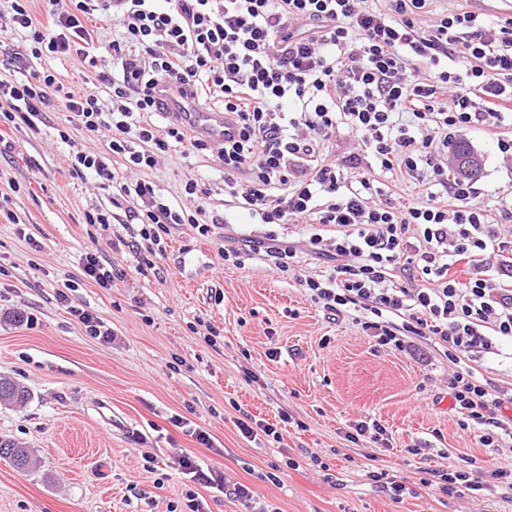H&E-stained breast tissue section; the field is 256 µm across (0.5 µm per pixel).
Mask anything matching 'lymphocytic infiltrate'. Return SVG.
<instances>
[{
	"label": "lymphocytic infiltrate",
	"instance_id": "obj_1",
	"mask_svg": "<svg viewBox=\"0 0 512 512\" xmlns=\"http://www.w3.org/2000/svg\"><path fill=\"white\" fill-rule=\"evenodd\" d=\"M0 0V15L23 33L26 50L0 52V128L39 133L54 107L66 112L59 139L70 171L111 189V208L88 224H136L130 241L158 270L172 228L202 237L235 211L272 232L218 247L225 266L252 260L292 275L329 319L346 317L382 348L411 351L418 339L458 369L448 382L461 429L491 447L512 441V415L475 365L512 344V210L489 221L471 184L449 173L450 146L464 129L499 127L512 112V17L490 28L472 12L422 16L430 0ZM118 34L101 42L91 17ZM65 57L82 73L64 84L48 68L13 79L20 58ZM96 80L108 97L90 93ZM183 88L207 108L229 112L235 136L215 146L190 135L164 100ZM356 137L330 159L339 126ZM109 132L108 149L79 147L71 133ZM208 151L224 171V203L189 180L178 195L151 178L171 153ZM382 170L424 187L410 202L376 186ZM296 224L306 246L275 228ZM333 260L320 276L305 254ZM474 265L465 282L451 276ZM183 475L223 489L244 512H270L247 485L180 460Z\"/></svg>",
	"mask_w": 512,
	"mask_h": 512
}]
</instances>
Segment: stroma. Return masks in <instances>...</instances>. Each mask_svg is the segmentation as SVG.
Instances as JSON below:
<instances>
[{
    "mask_svg": "<svg viewBox=\"0 0 512 512\" xmlns=\"http://www.w3.org/2000/svg\"><path fill=\"white\" fill-rule=\"evenodd\" d=\"M460 11L492 26L512 16V0H432L423 19ZM64 119L58 108L41 135L16 131L14 153L0 157V193L19 218L0 216V375L30 392L25 405L0 406V436L38 461L20 471L0 459V512H170L192 488L211 512H241L232 497L184 479L181 456L231 473L277 512H512V497L497 487L468 502L423 483L431 468L512 469V446H484L460 428L448 389L454 366L433 345L412 356L386 351L351 320L328 319L294 279L263 263L225 268L218 246L262 225L225 224L208 241L183 225L172 231L161 275L140 274L122 245L107 252L118 273L111 287L84 281L79 261L92 240L132 231L84 223L86 212L111 206L112 193L94 176L71 177L55 132ZM462 137L482 158L475 186L497 220L512 205V167L497 135ZM153 178L172 193L195 178L224 197L205 151L166 162ZM69 280L72 304L114 328V342L88 336L57 301ZM200 319L219 330L216 346L193 332ZM283 411L292 421L277 442L247 441L235 426L245 413L280 424ZM174 415L208 431L214 449L173 426ZM369 419L392 436L373 461L365 444L345 438L351 423ZM414 444L421 455L409 454ZM368 468L403 481L401 500L367 480Z\"/></svg>",
    "mask_w": 512,
    "mask_h": 512,
    "instance_id": "1",
    "label": "stroma"
}]
</instances>
